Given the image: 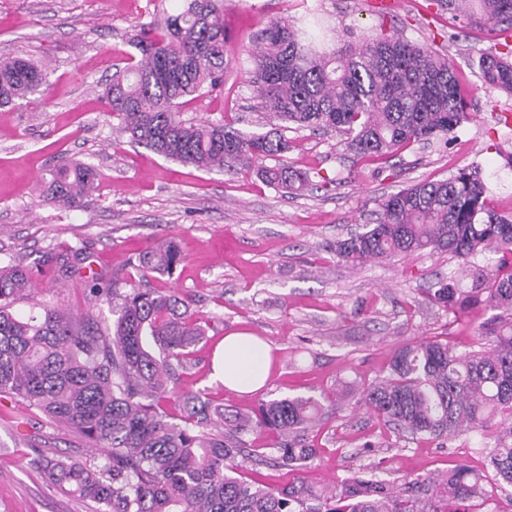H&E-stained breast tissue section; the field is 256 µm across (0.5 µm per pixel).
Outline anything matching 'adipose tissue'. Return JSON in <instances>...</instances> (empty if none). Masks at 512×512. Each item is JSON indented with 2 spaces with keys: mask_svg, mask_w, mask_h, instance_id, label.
<instances>
[{
  "mask_svg": "<svg viewBox=\"0 0 512 512\" xmlns=\"http://www.w3.org/2000/svg\"><path fill=\"white\" fill-rule=\"evenodd\" d=\"M271 364V349L266 343L244 333H231L213 360L212 377L227 388L250 393L265 384Z\"/></svg>",
  "mask_w": 512,
  "mask_h": 512,
  "instance_id": "adipose-tissue-1",
  "label": "adipose tissue"
}]
</instances>
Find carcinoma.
Listing matches in <instances>:
<instances>
[{"label":"carcinoma","instance_id":"obj_1","mask_svg":"<svg viewBox=\"0 0 512 512\" xmlns=\"http://www.w3.org/2000/svg\"><path fill=\"white\" fill-rule=\"evenodd\" d=\"M177 12L140 25L139 58L106 85L116 130L155 154L208 172L253 170L266 183L302 191L307 175L278 163L288 152V129L337 131L368 161H382L412 142L445 138L467 119L459 74L448 58L396 33L331 45L323 24L275 21L250 59V84L261 108L281 125L244 132L224 121L191 122L182 107L224 90V0H181ZM486 21L505 34L501 50L482 55L484 85L512 95V0H481ZM44 66L0 60V107L41 92ZM95 170L79 161L50 173L44 201L77 209L92 195ZM447 252L461 267L440 276L429 300L458 301L457 278L496 311L480 329L481 346L457 354L436 339L411 341L394 354L384 376L360 400L389 426L412 437L446 438L494 428L488 465L499 487L512 488V215L491 206L478 167L408 186L379 200L376 219L336 243L352 264ZM487 253L497 255L489 269ZM81 251L43 253L39 266L72 273ZM181 262L171 239L136 257L139 281L117 275L95 281L89 293L112 307L101 325L77 321L34 299V271L0 265V394L27 400L58 424L83 435L101 460H29L60 490L97 512H475L486 502L484 480L464 465L397 491L360 471L341 485L274 488L243 480L249 457L243 435L272 432L279 466L297 469L317 456L305 431L323 411L314 397L262 401L251 415L228 414L204 392L178 396L180 422L163 408L177 369L186 368L206 328L174 291L140 287ZM22 299L26 312L14 310ZM219 424L222 431L202 427Z\"/></svg>","mask_w":512,"mask_h":512}]
</instances>
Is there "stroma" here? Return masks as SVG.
<instances>
[{
  "instance_id": "obj_1",
  "label": "stroma",
  "mask_w": 512,
  "mask_h": 512,
  "mask_svg": "<svg viewBox=\"0 0 512 512\" xmlns=\"http://www.w3.org/2000/svg\"><path fill=\"white\" fill-rule=\"evenodd\" d=\"M177 8L176 0H0V57L30 58L48 72L40 103L0 108V261L33 267L47 250L82 248L79 276H37L41 297L69 315L109 322L111 307L90 305L84 277L127 275L132 258L173 239L181 263L148 285L188 297L206 326L180 373L178 395L203 389L226 411L242 413L285 397L312 395L324 406L321 421L303 434L318 450L306 469L251 466L246 479L337 484L377 464L401 488L454 463L485 469L481 434L444 442L399 436L366 411L358 390L412 340L438 339L459 353L474 349L492 309L474 299L453 309L428 301L437 274L458 266L449 254L352 267L335 245L372 221L377 199L467 165L482 169L496 210L512 211V126L497 122L512 113V96L484 88L471 66L498 49L496 28L440 9L435 0H393L384 15L367 0H227L224 92L185 105L186 119L228 120L244 131L274 127L248 82L249 52L271 22L308 11L328 19L340 42L384 31L431 46L463 79L468 120L447 140L412 144L386 163L354 156L334 131H289L284 161L311 181L290 194L251 172H206L166 160L115 132L101 85L126 66L128 40L140 24ZM69 160L99 174L95 193L71 211L41 200L49 171ZM323 176L330 185L315 189ZM236 331L259 336L272 351L268 381L250 394L211 377L216 348ZM93 454L78 432L22 398L0 395V512H93L28 465L37 455L83 462Z\"/></svg>"
}]
</instances>
